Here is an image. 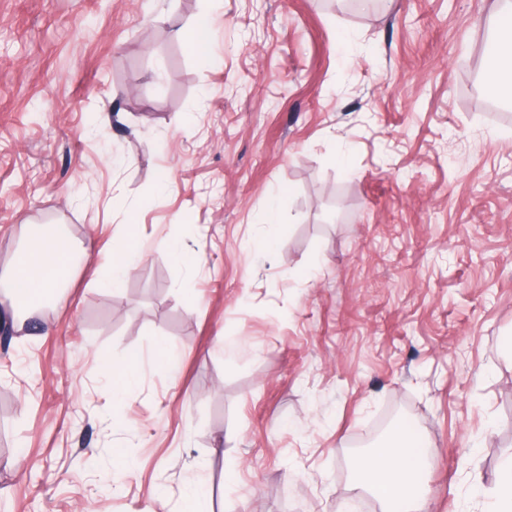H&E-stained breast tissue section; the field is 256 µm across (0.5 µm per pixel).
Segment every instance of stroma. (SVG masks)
<instances>
[{
  "mask_svg": "<svg viewBox=\"0 0 512 512\" xmlns=\"http://www.w3.org/2000/svg\"><path fill=\"white\" fill-rule=\"evenodd\" d=\"M501 7L222 0L202 60L172 32L211 0H0V264L25 224L95 248L0 324V512H180L197 477L220 512H368L357 455L401 424L428 512H483L512 454V106L477 92ZM129 219L123 224L124 228L118 233L116 246L112 249V258L110 260L112 268V288H118L120 279L132 270V255L134 251L133 234ZM138 355L131 354L130 361L120 365H112L110 375L112 377V394L124 395L131 392L139 383V364H134Z\"/></svg>",
  "mask_w": 512,
  "mask_h": 512,
  "instance_id": "1",
  "label": "stroma"
}]
</instances>
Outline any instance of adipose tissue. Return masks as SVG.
Segmentation results:
<instances>
[{
    "instance_id": "adipose-tissue-1",
    "label": "adipose tissue",
    "mask_w": 512,
    "mask_h": 512,
    "mask_svg": "<svg viewBox=\"0 0 512 512\" xmlns=\"http://www.w3.org/2000/svg\"><path fill=\"white\" fill-rule=\"evenodd\" d=\"M496 36L486 53L483 81L486 88L512 99V5L499 10ZM25 248L0 265V294L10 302L16 322L40 310L66 283L89 252L74 243L57 225L26 224ZM357 474L383 512H427L428 488L424 481L421 442L404 428L385 446L362 455Z\"/></svg>"
}]
</instances>
